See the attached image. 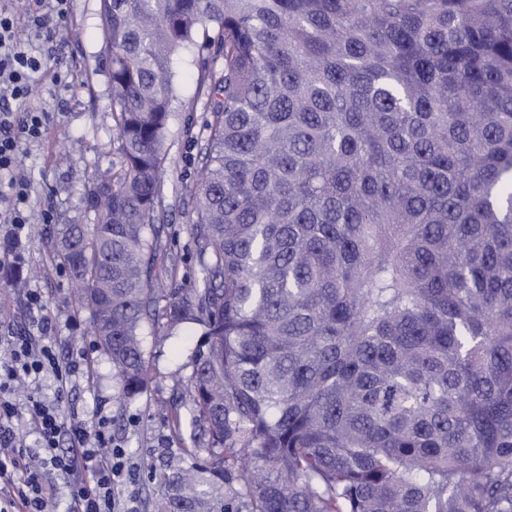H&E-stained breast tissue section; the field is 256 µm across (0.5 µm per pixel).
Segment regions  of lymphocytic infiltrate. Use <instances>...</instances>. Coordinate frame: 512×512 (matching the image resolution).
<instances>
[{
  "label": "lymphocytic infiltrate",
  "mask_w": 512,
  "mask_h": 512,
  "mask_svg": "<svg viewBox=\"0 0 512 512\" xmlns=\"http://www.w3.org/2000/svg\"><path fill=\"white\" fill-rule=\"evenodd\" d=\"M45 68V53L28 48L12 14L0 9V266L24 261L29 184L18 172L19 142L47 133L48 113L27 104L31 78ZM14 101L22 111L11 109ZM26 304L28 329L0 337L6 352L0 361V512H53L54 479L64 475L72 479V512H119L115 490L128 475L126 452L108 436L106 418L92 431L82 422L65 424L57 402L41 396V379L52 377L57 394H64L83 363L59 360L40 289H27ZM20 384L29 389L22 406L15 399ZM64 434L70 442L65 452L59 449Z\"/></svg>",
  "instance_id": "1"
}]
</instances>
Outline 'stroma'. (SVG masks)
<instances>
[{"label": "stroma", "mask_w": 512, "mask_h": 512, "mask_svg": "<svg viewBox=\"0 0 512 512\" xmlns=\"http://www.w3.org/2000/svg\"><path fill=\"white\" fill-rule=\"evenodd\" d=\"M0 6L13 9L18 31L29 47L49 54L50 72L36 77L32 90L38 105L51 116L44 139L20 145V165L30 184V222L23 240L24 265L0 267V324L23 329L27 324L26 290L43 291L59 355L80 350L88 354L87 371L68 389L61 412L66 419L91 424L97 407H104L112 439L128 457L129 474L115 495L123 503L135 501L139 512H153L162 489L150 478L152 468H176L184 463L180 443L172 438L157 410L178 401L182 389L174 373L187 363L188 353L179 339L169 338L164 329L146 330L144 349L151 380L134 403L121 406L115 399L117 378L112 365L94 347L88 334V314L76 309L69 274L52 256L58 225L90 221L84 193L91 177L115 171L117 164L100 0H68L63 18L58 16L54 0H45L37 26L17 0H0ZM198 57V51L187 52L175 65L176 93L183 109L170 122L162 190L167 231L160 247L175 266L173 285L177 288L188 287L198 276L190 233L194 215L180 197L196 176L206 147L204 124L211 116L206 100L195 95ZM54 71L67 75L68 85L53 84L50 74Z\"/></svg>", "instance_id": "obj_1"}]
</instances>
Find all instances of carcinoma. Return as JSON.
<instances>
[{
	"instance_id": "carcinoma-1",
	"label": "carcinoma",
	"mask_w": 512,
	"mask_h": 512,
	"mask_svg": "<svg viewBox=\"0 0 512 512\" xmlns=\"http://www.w3.org/2000/svg\"><path fill=\"white\" fill-rule=\"evenodd\" d=\"M100 2L119 170L53 254L123 405L145 326H199L206 443L153 512H512V0ZM202 28L179 294L161 184Z\"/></svg>"
}]
</instances>
